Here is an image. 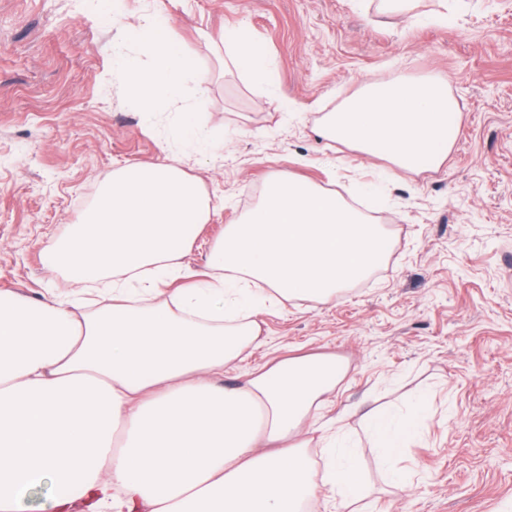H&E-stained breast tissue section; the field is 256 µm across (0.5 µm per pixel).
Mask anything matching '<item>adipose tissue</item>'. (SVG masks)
<instances>
[{
  "instance_id": "ef3b65f1",
  "label": "adipose tissue",
  "mask_w": 512,
  "mask_h": 512,
  "mask_svg": "<svg viewBox=\"0 0 512 512\" xmlns=\"http://www.w3.org/2000/svg\"><path fill=\"white\" fill-rule=\"evenodd\" d=\"M125 36L151 57L115 53L153 114L197 62L168 20L146 18ZM224 63L269 79L244 30L225 35ZM458 133L457 102L433 78L364 82L318 130L409 173L440 166ZM209 216L199 181L177 165L123 167L44 253L69 290L39 301L0 290V512H28L43 486L49 512H302L320 488L359 501L348 452L326 448L313 477L311 433L343 372L336 358H286L232 385L224 371L259 339L253 312L335 302L387 261V234L340 194L274 174L200 277L182 260ZM364 419L387 454L414 426L374 409Z\"/></svg>"
}]
</instances>
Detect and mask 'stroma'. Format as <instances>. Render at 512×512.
Wrapping results in <instances>:
<instances>
[{
  "label": "stroma",
  "mask_w": 512,
  "mask_h": 512,
  "mask_svg": "<svg viewBox=\"0 0 512 512\" xmlns=\"http://www.w3.org/2000/svg\"><path fill=\"white\" fill-rule=\"evenodd\" d=\"M370 0H0V289L63 287L41 262L114 171L176 162L211 202L184 264L248 210L254 186L291 174L321 186L347 172L383 180L386 264L334 303L291 299L254 319L262 342L231 379L293 356L345 368L328 396L345 412L337 447L359 460L364 512H512V0H462L404 24ZM147 15L169 18L198 75L144 121L110 45ZM245 28L271 80L223 70L222 32ZM442 78L460 131L441 167L406 173L319 138L325 113L365 80ZM202 137H177L181 109ZM417 415L392 464L362 407ZM400 478L407 491L395 489Z\"/></svg>",
  "instance_id": "1"
}]
</instances>
